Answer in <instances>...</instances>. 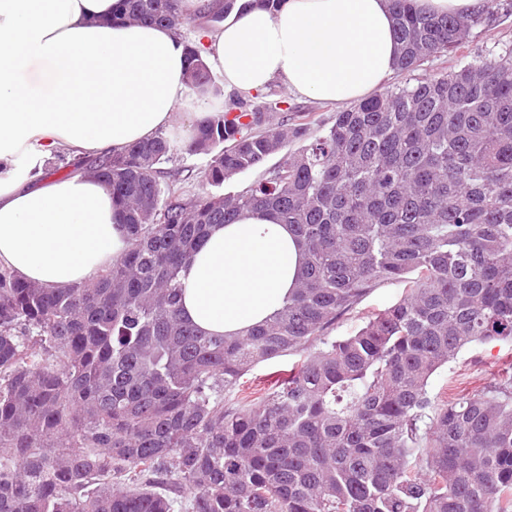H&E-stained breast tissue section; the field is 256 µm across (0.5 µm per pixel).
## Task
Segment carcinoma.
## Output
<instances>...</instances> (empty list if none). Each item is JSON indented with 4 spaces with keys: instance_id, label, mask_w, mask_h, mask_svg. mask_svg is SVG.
<instances>
[{
    "instance_id": "carcinoma-1",
    "label": "carcinoma",
    "mask_w": 512,
    "mask_h": 512,
    "mask_svg": "<svg viewBox=\"0 0 512 512\" xmlns=\"http://www.w3.org/2000/svg\"><path fill=\"white\" fill-rule=\"evenodd\" d=\"M282 0H224L229 15ZM397 71L460 51L512 14L427 15L391 0ZM114 19L176 31L184 0ZM188 140L162 132L81 161L112 189L127 245L94 282L46 290L0 270V512H512V377L448 398L431 377L512 340V46L336 113L222 98L185 42ZM205 154L186 194L174 155ZM282 154L238 193L210 188ZM276 212L306 252L297 287L242 337L184 319L179 274L213 224ZM387 281L395 304L336 321ZM300 360L252 401L257 364Z\"/></svg>"
}]
</instances>
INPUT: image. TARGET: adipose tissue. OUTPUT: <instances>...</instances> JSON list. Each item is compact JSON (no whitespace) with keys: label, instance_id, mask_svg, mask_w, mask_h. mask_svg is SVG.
Here are the masks:
<instances>
[{"label":"adipose tissue","instance_id":"ef3b65f1","mask_svg":"<svg viewBox=\"0 0 512 512\" xmlns=\"http://www.w3.org/2000/svg\"><path fill=\"white\" fill-rule=\"evenodd\" d=\"M120 0H0V269L47 289L96 280L126 246L110 188L88 171L11 175L19 153L82 156L152 139L188 121L183 39L113 21ZM224 89L281 82L295 95L358 101L394 74L390 0H282L199 32ZM301 251L270 211L210 228L183 268L184 315L216 336L244 334L279 310Z\"/></svg>","mask_w":512,"mask_h":512}]
</instances>
